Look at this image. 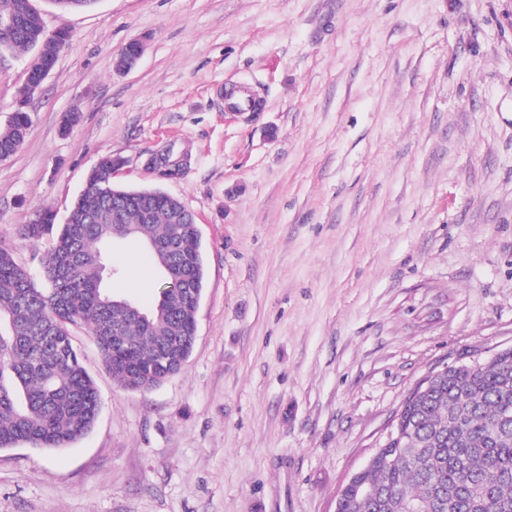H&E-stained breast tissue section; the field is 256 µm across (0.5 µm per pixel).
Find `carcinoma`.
Listing matches in <instances>:
<instances>
[{"instance_id":"1","label":"carcinoma","mask_w":512,"mask_h":512,"mask_svg":"<svg viewBox=\"0 0 512 512\" xmlns=\"http://www.w3.org/2000/svg\"><path fill=\"white\" fill-rule=\"evenodd\" d=\"M28 0H0V10L17 8L16 27L0 33V57L35 51L42 63L47 38L27 13ZM29 113L19 109L0 129V156L9 157L24 143ZM117 160L102 158L74 199L67 222L55 224L49 208L39 210L40 224L22 228L36 242L56 232L43 260L50 288L40 290L11 251L0 247V449L26 443L34 448H64L87 434L100 410L92 378L73 344L71 328L84 327L106 368L126 389L155 384L174 365L153 373L151 364L190 326L182 305L181 282L149 252L162 281L151 322L129 317L126 298L105 288L119 275L112 266V244L135 241L150 248L161 240L190 263L196 288L204 287L201 240L190 220L178 221L170 199L159 189L127 190L112 182ZM121 203L122 224L137 231L112 236V202ZM150 219L144 220V213ZM130 344L129 358L143 371L112 365V333ZM403 419L413 426L403 446L381 449L358 481L383 490L372 506L338 499L339 512H512V349L496 353L474 371L454 369L418 400H406Z\"/></svg>"}]
</instances>
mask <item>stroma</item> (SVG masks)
Listing matches in <instances>:
<instances>
[{
	"mask_svg": "<svg viewBox=\"0 0 512 512\" xmlns=\"http://www.w3.org/2000/svg\"><path fill=\"white\" fill-rule=\"evenodd\" d=\"M32 2L70 38L0 160V245L45 287L54 238L20 228L65 221L112 156L118 186L196 215L205 284L190 357L151 390L74 331L98 419L1 449L0 512H334L423 378L512 347V0ZM30 59L0 64V127ZM234 85L261 110L228 113ZM169 143L171 178L145 167ZM113 261L109 288L151 308L140 246ZM40 218L44 224H25L22 228V235L25 239L36 242L39 241L45 234L52 233L56 215L49 208H42L36 214V219Z\"/></svg>",
	"mask_w": 512,
	"mask_h": 512,
	"instance_id": "35a3bbf8",
	"label": "stroma"
}]
</instances>
